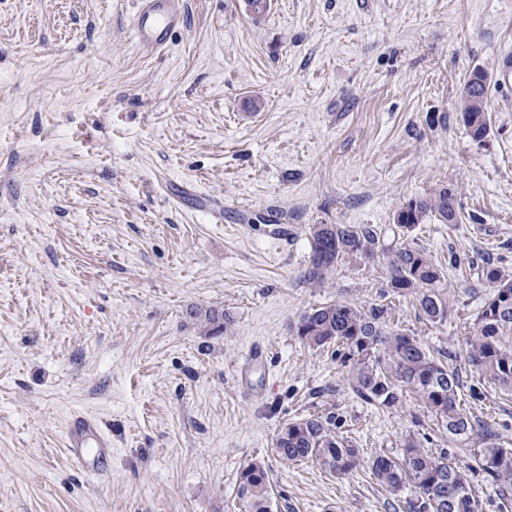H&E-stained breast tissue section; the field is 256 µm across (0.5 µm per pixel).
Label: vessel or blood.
Returning <instances> with one entry per match:
<instances>
[{
    "label": "vessel or blood",
    "instance_id": "vessel-or-blood-1",
    "mask_svg": "<svg viewBox=\"0 0 512 512\" xmlns=\"http://www.w3.org/2000/svg\"><path fill=\"white\" fill-rule=\"evenodd\" d=\"M134 34L143 44L164 48L171 34L184 21L183 0H137ZM169 196L176 201L192 200L194 208L215 219L224 216V199L202 192L188 183H170ZM64 444L71 461L80 468L102 470L112 453V437L92 416L75 414L64 431Z\"/></svg>",
    "mask_w": 512,
    "mask_h": 512
}]
</instances>
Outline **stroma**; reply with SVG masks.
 I'll list each match as a JSON object with an SVG mask.
<instances>
[{
	"instance_id": "1",
	"label": "stroma",
	"mask_w": 512,
	"mask_h": 512,
	"mask_svg": "<svg viewBox=\"0 0 512 512\" xmlns=\"http://www.w3.org/2000/svg\"><path fill=\"white\" fill-rule=\"evenodd\" d=\"M136 0H0V512H245L241 469L263 465L273 512H410L368 459L408 440L467 464L421 399L359 398L335 346L301 342V313L388 303L396 329L457 371L477 430L512 448V392L467 361L491 293L512 275V0H185L163 49L133 33ZM491 87L471 140L459 96ZM223 197L224 220L166 182ZM458 223L393 222L439 186ZM373 224L445 270V322L388 295L380 262L306 280L311 228ZM471 270L450 267V257ZM231 317L207 335L196 311ZM266 351L244 392L236 368ZM75 413L112 436L106 473L71 466ZM319 416L358 448L337 477L275 452L284 423Z\"/></svg>"
}]
</instances>
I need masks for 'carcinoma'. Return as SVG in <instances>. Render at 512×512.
<instances>
[{
	"instance_id": "1",
	"label": "carcinoma",
	"mask_w": 512,
	"mask_h": 512,
	"mask_svg": "<svg viewBox=\"0 0 512 512\" xmlns=\"http://www.w3.org/2000/svg\"><path fill=\"white\" fill-rule=\"evenodd\" d=\"M489 86L468 80L461 92V118L472 141L481 143L490 131L486 111ZM460 204L455 193L443 185L430 194L411 199L394 217V223L412 231L429 217L444 224L458 223ZM382 230L370 224H316L312 227V261L307 270L311 281L324 279L327 271L349 256L382 260L385 287L391 293L417 294L422 316L435 323L448 317V304L439 291L445 279L442 270L420 248L398 242L382 244ZM478 276L493 288L478 316L470 339V360L478 370L504 389L512 390V348L502 345L503 332L512 330V276L493 262L478 268ZM392 308L374 303L359 307L336 302L300 315L297 336L309 346L341 344L350 364V384L358 396L382 407L399 401L408 389L417 393L437 424L458 442L468 440L475 425L459 409L457 372L427 354L415 337L390 327ZM202 321L210 335L224 333L230 324L226 314L209 309ZM275 451L285 461L314 459L326 470L345 475L362 465L358 451L337 436L330 423L318 416L286 423L277 435ZM376 481L389 492L411 482L420 492L416 512H478L469 474L480 472L501 483L502 496L512 494V448L489 441L477 450L474 464L460 467L448 454L434 455L409 440L400 455H377L369 461ZM238 497L247 512H271L267 470L258 463L243 468Z\"/></svg>"
}]
</instances>
